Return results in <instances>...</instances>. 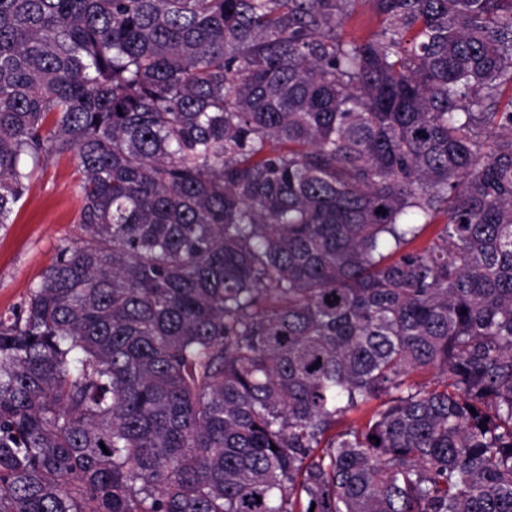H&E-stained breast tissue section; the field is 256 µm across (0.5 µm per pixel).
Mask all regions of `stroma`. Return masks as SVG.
Listing matches in <instances>:
<instances>
[{"label":"stroma","mask_w":512,"mask_h":512,"mask_svg":"<svg viewBox=\"0 0 512 512\" xmlns=\"http://www.w3.org/2000/svg\"><path fill=\"white\" fill-rule=\"evenodd\" d=\"M80 206L74 159L42 161L8 224L0 227V314L20 307L59 247L83 238L75 221Z\"/></svg>","instance_id":"stroma-1"}]
</instances>
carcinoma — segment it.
<instances>
[{
    "mask_svg": "<svg viewBox=\"0 0 512 512\" xmlns=\"http://www.w3.org/2000/svg\"><path fill=\"white\" fill-rule=\"evenodd\" d=\"M357 2L0 0V512H512V0ZM381 22L367 0H361L342 29L345 39H365L380 29ZM73 157H50L0 227V314L20 307L54 262L59 247L80 243L81 206Z\"/></svg>",
    "mask_w": 512,
    "mask_h": 512,
    "instance_id": "cac0c4a2",
    "label": "carcinoma"
}]
</instances>
